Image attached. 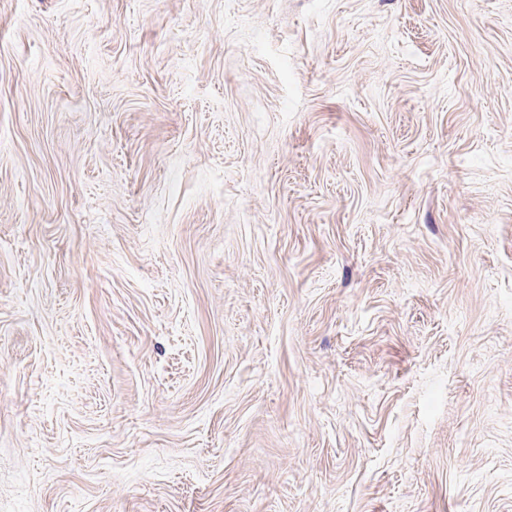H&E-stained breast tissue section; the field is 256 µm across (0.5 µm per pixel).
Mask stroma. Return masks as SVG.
Segmentation results:
<instances>
[{
  "mask_svg": "<svg viewBox=\"0 0 512 512\" xmlns=\"http://www.w3.org/2000/svg\"><path fill=\"white\" fill-rule=\"evenodd\" d=\"M0 512H512V0H0Z\"/></svg>",
  "mask_w": 512,
  "mask_h": 512,
  "instance_id": "35a3bbf8",
  "label": "stroma"
}]
</instances>
